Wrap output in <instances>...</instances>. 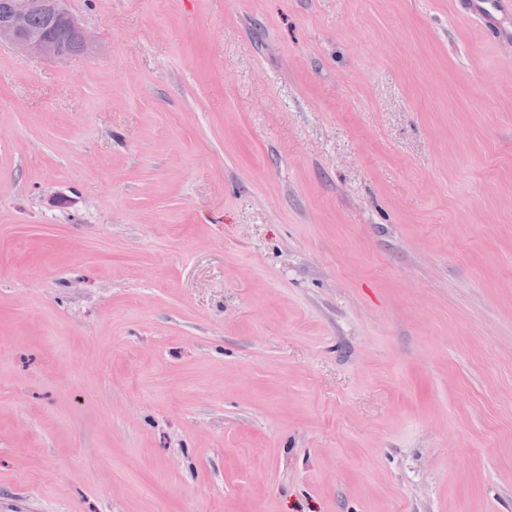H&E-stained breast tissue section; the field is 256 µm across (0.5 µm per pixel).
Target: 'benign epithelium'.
Wrapping results in <instances>:
<instances>
[{"label":"benign epithelium","instance_id":"1","mask_svg":"<svg viewBox=\"0 0 512 512\" xmlns=\"http://www.w3.org/2000/svg\"><path fill=\"white\" fill-rule=\"evenodd\" d=\"M68 0H0V41L7 40L16 47L48 58L70 56L56 28L75 40L81 53H91L95 36L81 26L67 8ZM34 10H44L52 17V25L45 31L32 30L27 17Z\"/></svg>","mask_w":512,"mask_h":512}]
</instances>
